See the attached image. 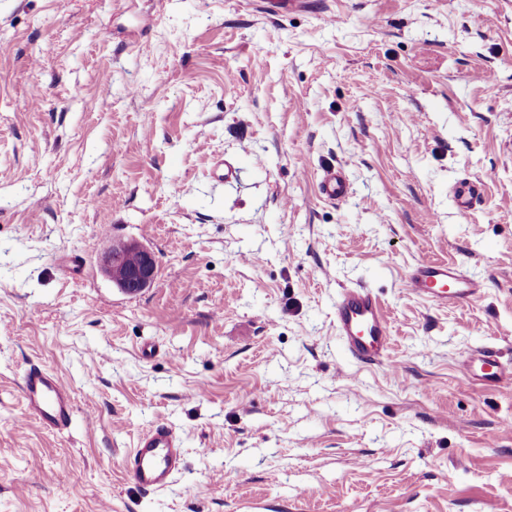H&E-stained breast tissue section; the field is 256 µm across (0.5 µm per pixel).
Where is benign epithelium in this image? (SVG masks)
Here are the masks:
<instances>
[{"mask_svg": "<svg viewBox=\"0 0 512 512\" xmlns=\"http://www.w3.org/2000/svg\"><path fill=\"white\" fill-rule=\"evenodd\" d=\"M103 271L127 293H140L150 287L157 276V259L142 243L113 241L100 258Z\"/></svg>", "mask_w": 512, "mask_h": 512, "instance_id": "obj_1", "label": "benign epithelium"}]
</instances>
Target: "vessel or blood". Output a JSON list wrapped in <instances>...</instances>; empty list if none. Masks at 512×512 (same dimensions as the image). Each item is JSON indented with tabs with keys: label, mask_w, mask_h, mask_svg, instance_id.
Returning <instances> with one entry per match:
<instances>
[{
	"label": "vessel or blood",
	"mask_w": 512,
	"mask_h": 512,
	"mask_svg": "<svg viewBox=\"0 0 512 512\" xmlns=\"http://www.w3.org/2000/svg\"><path fill=\"white\" fill-rule=\"evenodd\" d=\"M318 189L330 200L347 196L349 187L341 170L330 167L319 177ZM408 289L416 297L440 306H457L477 300L483 293L480 281L467 276L454 263H419L409 274ZM333 320L347 354L356 361L374 363L385 354L391 330L378 297L365 287L346 288L339 294ZM470 379L488 386L512 382V362H502L496 351L483 348L465 361ZM28 413L44 428H66L74 411L72 395L56 374L30 366L22 383ZM181 443L164 425L140 435L129 451L124 468L126 482L143 492L166 488L181 470Z\"/></svg>",
	"instance_id": "vessel-or-blood-1"
}]
</instances>
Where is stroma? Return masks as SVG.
Masks as SVG:
<instances>
[{"label": "stroma", "instance_id": "stroma-1", "mask_svg": "<svg viewBox=\"0 0 512 512\" xmlns=\"http://www.w3.org/2000/svg\"><path fill=\"white\" fill-rule=\"evenodd\" d=\"M115 240L153 286L101 270ZM430 260L483 296L417 299ZM359 286L380 364L333 322ZM482 347L512 359V0H0V512H512ZM33 363L67 429L28 418ZM162 423L183 468L144 493L124 459ZM318 189L330 200L341 199L349 193V187L341 170L335 167L324 169L319 177ZM131 257H135L133 263L129 262ZM100 266L126 293H140L149 288L158 271L154 252L135 240L113 241L102 254ZM333 321L347 354L358 362L379 361L390 345L389 323L370 288L343 289L334 305ZM22 393L29 415L44 428L60 431L70 424L73 398L56 374L31 365L23 377Z\"/></svg>", "mask_w": 512, "mask_h": 512}]
</instances>
